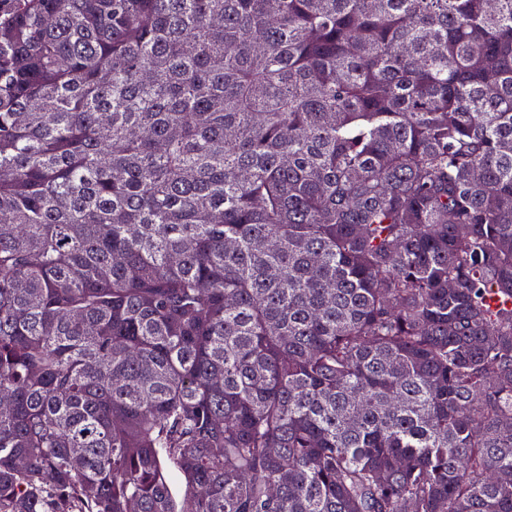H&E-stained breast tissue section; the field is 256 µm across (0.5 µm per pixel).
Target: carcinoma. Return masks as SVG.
Masks as SVG:
<instances>
[{
	"label": "carcinoma",
	"instance_id": "cac0c4a2",
	"mask_svg": "<svg viewBox=\"0 0 512 512\" xmlns=\"http://www.w3.org/2000/svg\"><path fill=\"white\" fill-rule=\"evenodd\" d=\"M0 400V512H512V0H0Z\"/></svg>",
	"mask_w": 512,
	"mask_h": 512
}]
</instances>
